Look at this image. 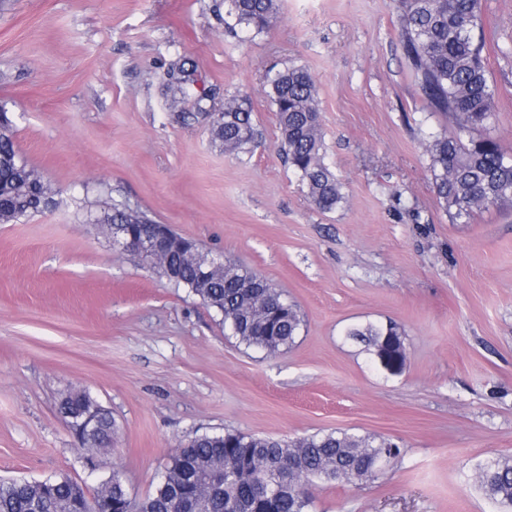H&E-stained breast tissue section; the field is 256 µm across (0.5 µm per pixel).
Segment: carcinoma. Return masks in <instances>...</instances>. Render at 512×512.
I'll return each mask as SVG.
<instances>
[{
    "label": "carcinoma",
    "mask_w": 512,
    "mask_h": 512,
    "mask_svg": "<svg viewBox=\"0 0 512 512\" xmlns=\"http://www.w3.org/2000/svg\"><path fill=\"white\" fill-rule=\"evenodd\" d=\"M398 26L405 59L428 106L448 114L454 132L434 136L427 146L437 197L454 218L473 210L512 204V156L490 138L462 135L495 119V89L484 63L483 0H397ZM235 25L260 33L276 20V0H224ZM196 67L186 59L170 64L166 90L172 103L191 101L197 108L209 98L195 87ZM271 101L278 118L279 151L322 211L345 200L343 185L324 162L318 91L303 67H288L271 79ZM253 108L246 96L224 100L222 118L212 123L214 142L226 153L249 148L256 137ZM60 206L59 191L45 182L18 152L14 125L0 104V224L17 223ZM120 223L131 231H148L154 220L137 207L112 203L92 220L99 226ZM186 288L208 307L221 311L224 327L248 348L277 355L293 345L302 317L294 303L261 274L227 258L224 273L198 284L195 264L172 254ZM348 339L376 351L393 342L404 347V331L394 323H368L347 331ZM60 413L77 432L84 422L96 428L89 448H107L115 421L85 392H69ZM400 459L401 448L383 438L336 431L295 439L257 437L226 430L191 440L169 457L159 482L143 497L130 493L122 475L112 473L96 493L78 491L69 477L28 481L0 479V512H268L263 493L274 497V512H312L306 485L313 482H372L369 475L383 455ZM474 484L512 512V459L497 458L477 466Z\"/></svg>",
    "instance_id": "cac0c4a2"
}]
</instances>
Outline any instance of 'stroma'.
Returning a JSON list of instances; mask_svg holds the SVG:
<instances>
[{
	"instance_id": "stroma-1",
	"label": "stroma",
	"mask_w": 512,
	"mask_h": 512,
	"mask_svg": "<svg viewBox=\"0 0 512 512\" xmlns=\"http://www.w3.org/2000/svg\"><path fill=\"white\" fill-rule=\"evenodd\" d=\"M496 118L512 154V0H484ZM191 59L213 98L171 107L165 72ZM318 89L325 161L345 201L317 209L277 150L269 79ZM248 96L257 142L225 154L209 113ZM0 103L61 205L0 224V478L120 472L151 492L180 443L227 429L293 439L380 436L403 451L375 481L312 485L317 512H498L478 464L512 457V205L453 218L425 151L450 126L408 67L394 0H279L258 33L222 0H0ZM127 202L261 273L303 315L270 356L187 289L142 269L71 204ZM393 321L389 372L350 328ZM84 391L118 426L89 467L59 411Z\"/></svg>"
}]
</instances>
